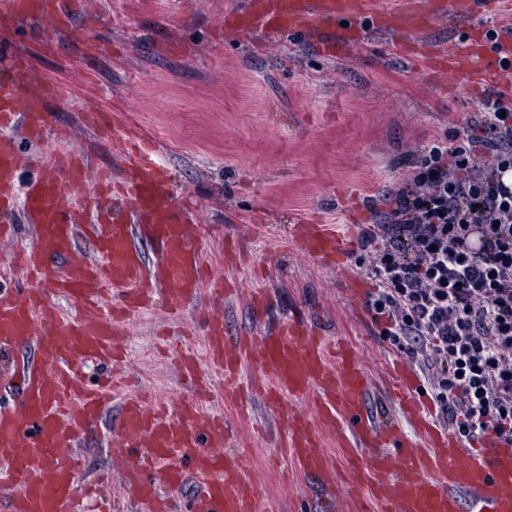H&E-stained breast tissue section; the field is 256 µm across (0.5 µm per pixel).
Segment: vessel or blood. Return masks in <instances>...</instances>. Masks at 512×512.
Returning <instances> with one entry per match:
<instances>
[{
    "label": "vessel or blood",
    "instance_id": "b4317fda",
    "mask_svg": "<svg viewBox=\"0 0 512 512\" xmlns=\"http://www.w3.org/2000/svg\"><path fill=\"white\" fill-rule=\"evenodd\" d=\"M469 6V0H406L383 16L380 29L418 33L433 21L463 15ZM62 10L61 0H0V21L55 18ZM360 11L361 0H243L225 20L243 31L286 26L320 31ZM29 80L25 73L0 80V126L20 128L38 139L50 114L42 96L21 92ZM110 145L127 163L120 187H113L111 170H92L87 155L74 149L67 156L65 177H58L53 162H44L43 174L25 194L36 238L12 262L21 286L0 290V351L29 345L35 354L0 371V388L12 397L11 406H0V503L5 512H86L85 499L99 484L82 481L72 450L103 428V410L127 378L114 370L105 381L90 385L80 373L82 363L95 359L115 366L117 339L127 335L131 319L156 297L178 302L204 290L223 291V281L203 276L208 256L192 244L188 216L167 203L168 175L154 159L155 147L126 135L111 139ZM16 165L13 140L1 139L0 211L11 204ZM67 187L90 188L98 196L116 193L122 202L92 212L89 223L79 225L63 197ZM141 219L160 247L150 270L131 248ZM81 237L91 244L92 258H72ZM292 239L319 260L338 257L342 249L323 224L296 226ZM50 256L67 262L51 272ZM61 299L70 304V312L58 308ZM204 342L227 398L237 395L244 362L256 367L257 383L281 417L288 435L285 452L298 471L335 484V462L319 441L325 435L339 438L350 485L330 497L329 512H361L367 493L378 512H460L464 498L470 512H512V445L487 435L473 448H462L435 420L433 407L411 397L416 376L406 364H388L386 375L421 444L395 455L389 447L401 438L399 424L362 420L371 381L349 343L328 342L292 318L262 336L234 343L225 338L223 321L212 320ZM107 430L120 447L137 451L124 479L138 512H178L171 492L188 472L197 484L193 512H272L252 475L248 453L228 452L229 425L202 400L175 406L142 393L129 395L118 422Z\"/></svg>",
    "mask_w": 512,
    "mask_h": 512
}]
</instances>
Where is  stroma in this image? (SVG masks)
Returning a JSON list of instances; mask_svg holds the SVG:
<instances>
[{
	"label": "stroma",
	"mask_w": 512,
	"mask_h": 512,
	"mask_svg": "<svg viewBox=\"0 0 512 512\" xmlns=\"http://www.w3.org/2000/svg\"><path fill=\"white\" fill-rule=\"evenodd\" d=\"M235 0H65L67 31L52 21L0 24V75L11 69L33 73L37 89L64 85L65 99H50L54 127L69 142L28 139L16 129L17 189L41 174L44 156L65 163L70 148L84 151L95 166L120 178L124 164L109 152L95 129L83 125L86 101L112 113L122 132L154 143L172 178L171 195L186 202L211 247L213 278L248 280L269 302L256 311L245 299L227 303L203 295L144 311L119 340L131 388L163 399L192 388L163 352L160 332L180 331V341L203 356L209 316L223 318L229 340L260 336L292 316L316 326L331 340H349L371 375L383 363H406L422 400L433 403L422 365L392 346L363 301H350L335 268L280 241L296 224H328L348 240L342 263L365 292L376 281L361 265L364 227L385 224L392 195L423 171L431 146L474 134L484 96L512 95V78L495 72L494 56L481 47L471 61L489 70L482 85L453 73L433 81L421 46L396 47L390 36L365 31L349 50L319 46L318 36L286 28L252 35L225 24ZM494 30L512 47V26L476 7L472 16L430 25V44L470 42ZM209 406L232 420L235 444L248 448L253 475L275 512H325L317 476L284 474L268 457L287 435L277 412L262 396L243 390L250 420L238 422L237 407L225 403L219 374H212ZM131 449L102 445L88 435L79 450L82 477L108 473L115 512H133L117 456Z\"/></svg>",
	"instance_id": "35a3bbf8"
}]
</instances>
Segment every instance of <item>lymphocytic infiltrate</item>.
I'll return each mask as SVG.
<instances>
[{
    "label": "lymphocytic infiltrate",
    "mask_w": 512,
    "mask_h": 512,
    "mask_svg": "<svg viewBox=\"0 0 512 512\" xmlns=\"http://www.w3.org/2000/svg\"><path fill=\"white\" fill-rule=\"evenodd\" d=\"M481 143L431 147L425 174L401 190L397 220L367 232L369 306L383 334L420 356L443 415L460 438L512 444V106L482 102ZM493 155L478 174L474 148Z\"/></svg>",
    "instance_id": "1"
}]
</instances>
